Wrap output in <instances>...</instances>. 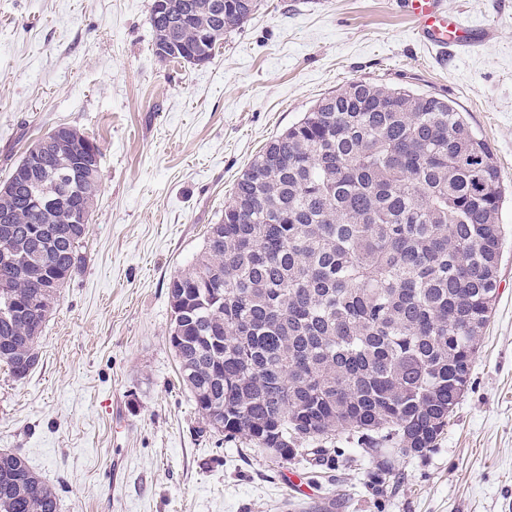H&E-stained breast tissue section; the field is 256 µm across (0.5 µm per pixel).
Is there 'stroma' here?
I'll list each match as a JSON object with an SVG mask.
<instances>
[{
  "instance_id": "obj_1",
  "label": "stroma",
  "mask_w": 512,
  "mask_h": 512,
  "mask_svg": "<svg viewBox=\"0 0 512 512\" xmlns=\"http://www.w3.org/2000/svg\"><path fill=\"white\" fill-rule=\"evenodd\" d=\"M153 0H0V181L51 128L102 151L101 192L40 361L0 366V450L59 512H512V0H445L494 37L423 45L396 0H260L207 63L160 60ZM452 100L491 145L505 189L498 294L466 393L425 456L335 471L282 463L205 425L180 381L167 283L201 250L262 148L346 82Z\"/></svg>"
}]
</instances>
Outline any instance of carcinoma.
Returning a JSON list of instances; mask_svg holds the SVG:
<instances>
[{
  "mask_svg": "<svg viewBox=\"0 0 512 512\" xmlns=\"http://www.w3.org/2000/svg\"><path fill=\"white\" fill-rule=\"evenodd\" d=\"M151 7L154 52L210 60L258 0ZM27 179L91 215L101 149L72 126ZM89 158L79 168L77 159ZM504 202L489 144L453 103L352 80L246 168L193 264L167 284L170 346L206 424L278 460L336 465L335 436L422 456L470 383L497 296ZM0 363L16 380L81 269L89 225L0 185ZM0 512H58L56 493L0 452Z\"/></svg>",
  "mask_w": 512,
  "mask_h": 512,
  "instance_id": "1",
  "label": "carcinoma"
}]
</instances>
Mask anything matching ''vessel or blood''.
I'll use <instances>...</instances> for the list:
<instances>
[{
	"mask_svg": "<svg viewBox=\"0 0 512 512\" xmlns=\"http://www.w3.org/2000/svg\"><path fill=\"white\" fill-rule=\"evenodd\" d=\"M398 6L414 21L419 40L440 50L469 48L493 35L491 29L465 24L443 0H399Z\"/></svg>",
	"mask_w": 512,
	"mask_h": 512,
	"instance_id": "vessel-or-blood-1",
	"label": "vessel or blood"
}]
</instances>
